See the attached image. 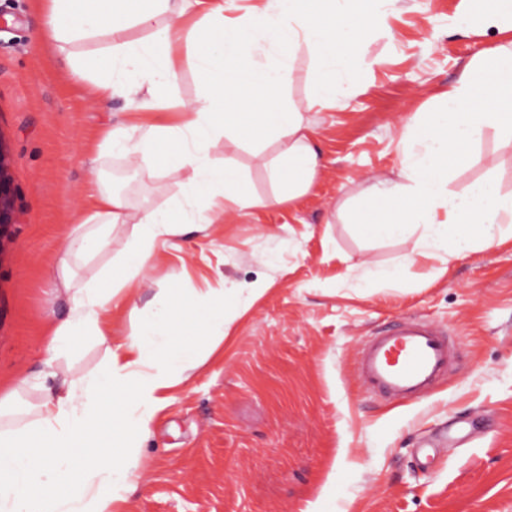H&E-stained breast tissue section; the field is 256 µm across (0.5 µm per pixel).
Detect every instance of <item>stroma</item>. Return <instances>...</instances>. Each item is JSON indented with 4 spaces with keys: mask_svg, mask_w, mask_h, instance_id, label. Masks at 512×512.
<instances>
[{
    "mask_svg": "<svg viewBox=\"0 0 512 512\" xmlns=\"http://www.w3.org/2000/svg\"><path fill=\"white\" fill-rule=\"evenodd\" d=\"M460 3L389 0L388 28L362 42L353 92L304 115L320 158L307 194L272 203L265 164L276 140L213 149L241 172L253 205L160 250L113 310L112 341L170 289L194 302L233 288L238 311L156 413L123 512H512V233L498 229L492 247L445 264L422 254V231L380 239L340 215L398 180L411 117L432 111L472 60L512 47V29H457ZM108 45L97 36L60 49L41 0H0V143L18 194L16 222L0 233V398L30 382L13 412L37 403L48 371L84 374L105 358L92 343L51 357L45 336L68 307L56 261L92 192L123 193L136 210L179 194L156 160L134 168L98 152L108 131L178 120L172 109L134 111L121 93L101 99L66 61ZM290 66L284 94L301 104L316 62L301 48ZM467 152L451 192L489 175L512 191V136L485 132ZM395 266L397 280L378 278ZM407 320L458 341L457 363L430 397L386 403L366 394L357 360L371 336ZM460 419L478 423L477 436L421 465L416 448Z\"/></svg>",
    "mask_w": 512,
    "mask_h": 512,
    "instance_id": "stroma-1",
    "label": "stroma"
}]
</instances>
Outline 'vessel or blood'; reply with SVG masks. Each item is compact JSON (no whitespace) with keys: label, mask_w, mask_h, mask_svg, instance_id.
<instances>
[{"label":"vessel or blood","mask_w":512,"mask_h":512,"mask_svg":"<svg viewBox=\"0 0 512 512\" xmlns=\"http://www.w3.org/2000/svg\"><path fill=\"white\" fill-rule=\"evenodd\" d=\"M447 336L413 323L383 331L364 350L359 373L377 395L400 402L418 401L454 363Z\"/></svg>","instance_id":"obj_1"}]
</instances>
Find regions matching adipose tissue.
I'll return each mask as SVG.
<instances>
[{
  "label": "adipose tissue",
  "mask_w": 512,
  "mask_h": 512,
  "mask_svg": "<svg viewBox=\"0 0 512 512\" xmlns=\"http://www.w3.org/2000/svg\"><path fill=\"white\" fill-rule=\"evenodd\" d=\"M44 2L53 40L110 36L103 54L72 60L75 69L98 80L103 97L120 90L131 95L135 110L179 112L174 125L109 132L99 149L120 151L134 165L160 157L165 173L179 178L181 201L135 211L121 193L97 191L60 263L70 305L49 331L48 348L63 352L94 338L106 347L103 370L63 380L62 391H46L35 405L33 422L0 431V512H118L165 394L223 342L236 315L221 291L184 306L159 302L142 309L137 330L112 347L109 313L121 302L122 288L185 225L202 231L222 223L227 210L252 205L239 171L210 158L220 140L269 135L280 141L278 160L268 168L279 187L273 203L311 188L319 157L302 112L334 106L352 92L347 67L370 30L385 26L388 13L365 7V0H255L245 14L229 17L224 0H193L190 15L172 0H146L137 22L154 32L135 41L127 37L130 0ZM161 15L165 24L154 27ZM506 18L512 19V0H462L455 24L497 27ZM264 42L274 60H257ZM184 45L206 88L199 101L174 106L164 89L177 79ZM301 47L316 60L313 94L302 110L282 95L291 55ZM488 130L512 133V48L471 62L434 111L410 120L402 183L362 204L354 223L376 238L422 228L426 246L445 262L475 246H493L494 227L512 228V192H501L490 179L461 194L448 190L451 171L468 161L465 146ZM163 143L169 151L161 156ZM119 224L134 227V242L119 264L105 270L101 281L76 282L71 260L111 245Z\"/></svg>",
  "instance_id": "1"
}]
</instances>
